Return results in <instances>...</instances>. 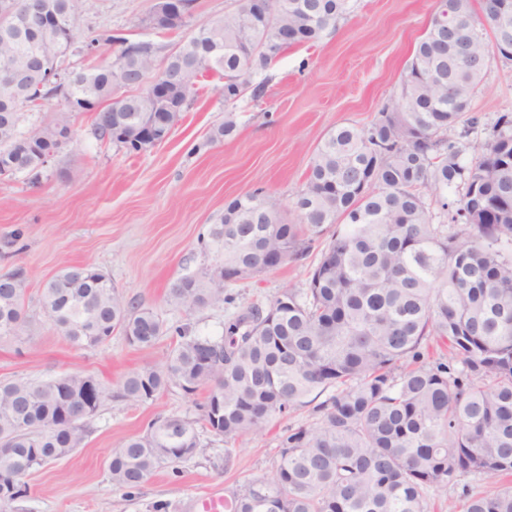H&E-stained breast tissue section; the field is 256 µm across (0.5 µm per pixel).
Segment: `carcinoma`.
<instances>
[{"mask_svg":"<svg viewBox=\"0 0 512 512\" xmlns=\"http://www.w3.org/2000/svg\"><path fill=\"white\" fill-rule=\"evenodd\" d=\"M82 0H37L48 24L27 14L28 0H0V71L65 55L66 36L82 25ZM352 0H270L264 16L242 5L190 25L177 53L160 47L134 54L103 31L89 52L113 48L112 61L76 69L53 122L71 125L89 103L99 140L138 152L117 131L154 121L161 102L148 92L112 102L117 75L135 81L168 75L203 89L205 54L224 72V102H237L292 48L318 42L350 14ZM512 60V0H439L418 42L395 101L365 127L329 131L294 202L299 223L280 217L279 199L260 189L224 208L208 233L213 262L179 277L170 302L187 311L231 302L226 272L252 279L301 259L324 234L304 288H288L266 306L253 304L224 322V336H199L185 325L161 365H145L120 382L117 397L139 404L170 387L206 392L205 428L225 441L263 431L276 417L329 393L316 421L281 436L280 457L262 480L224 498L230 512H429L428 493L469 477L512 476V113L498 116L480 157L462 161L448 139L476 129L471 110L490 52ZM26 79L0 89V172L37 179L38 154L57 153L47 125L20 130L23 109L40 111ZM460 199L448 201V192ZM446 220L433 223L431 197ZM25 278L0 274V338L25 324ZM48 320L69 343L92 348L123 334L141 348L168 332L149 309L115 290L93 265L61 271L43 288ZM435 341L448 358L424 361ZM411 368L396 373L399 365ZM105 390L91 375L0 381V512L21 494L22 480L84 441L81 419L95 415ZM194 425L164 418L112 449V481L125 488L193 456ZM464 512H512V481L492 492L466 493Z\"/></svg>","mask_w":512,"mask_h":512,"instance_id":"cac0c4a2","label":"carcinoma"}]
</instances>
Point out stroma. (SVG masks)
<instances>
[{
    "label": "stroma",
    "mask_w": 512,
    "mask_h": 512,
    "mask_svg": "<svg viewBox=\"0 0 512 512\" xmlns=\"http://www.w3.org/2000/svg\"><path fill=\"white\" fill-rule=\"evenodd\" d=\"M151 7L152 0H82V33L108 29L169 50L174 36L143 24ZM436 8L437 0H357L354 13L318 44L288 50L263 72L259 98L247 94L230 107L237 130L229 138H213L230 109L213 81L161 145L130 153L99 141L94 113L83 112L74 118L77 142L42 168L38 185L23 176L0 179V273L23 270L24 308L41 328L0 338V380L83 372L106 391L84 423L82 446L28 476V493L8 512H155L159 504L165 512H193L197 496L226 494L268 474L284 429L314 422L305 407L230 444L200 427V446L189 460L159 469L135 489L111 479L112 448L160 416L197 423L204 400L173 388L154 402L132 404L115 396L122 379L163 362L178 341L175 327L217 338L234 313L305 285L309 258L231 285L234 304L191 312L174 306L171 283L212 261L204 248L211 224L227 202L258 188L280 199L285 222L297 223L295 196L321 139L341 124L369 125L398 95ZM472 108L480 127L465 136L450 133L467 162L481 154L497 117L512 113V61L490 56ZM78 264L106 272L119 293L164 321L167 334L146 349L118 333L95 348L70 345L48 322L40 298L49 280Z\"/></svg>",
    "instance_id": "1"
}]
</instances>
